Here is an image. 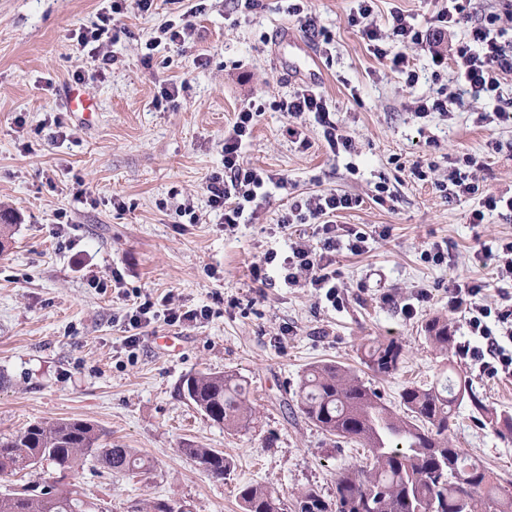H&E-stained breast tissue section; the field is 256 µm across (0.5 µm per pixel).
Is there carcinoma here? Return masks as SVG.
<instances>
[{
	"mask_svg": "<svg viewBox=\"0 0 512 512\" xmlns=\"http://www.w3.org/2000/svg\"><path fill=\"white\" fill-rule=\"evenodd\" d=\"M432 348L448 353L456 342L448 320L435 316L424 326ZM403 347L394 342L372 347L367 367L379 374L398 370ZM184 397L227 430L250 423L245 381L233 373L208 372L185 377ZM299 409L321 431L368 449L366 462L336 478L335 500L315 488L299 493L297 512H512V491L480 463L463 456L448 438L455 409L463 402L502 435H512V415L489 408L460 374L440 386L412 385L400 393L402 412L387 406L360 376L338 363L310 366L298 387ZM199 469L222 479L231 462L215 448L189 444L180 449ZM60 470L86 462L99 472L126 473L147 467L132 449L114 446L96 425L78 418L34 422L15 435L0 437V477L36 469L43 461ZM243 512H282L280 499L258 484L240 488ZM0 512H107L75 489L45 484L0 493Z\"/></svg>",
	"mask_w": 512,
	"mask_h": 512,
	"instance_id": "cac0c4a2",
	"label": "carcinoma"
}]
</instances>
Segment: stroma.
Masks as SVG:
<instances>
[{
	"label": "stroma",
	"instance_id": "35a3bbf8",
	"mask_svg": "<svg viewBox=\"0 0 512 512\" xmlns=\"http://www.w3.org/2000/svg\"><path fill=\"white\" fill-rule=\"evenodd\" d=\"M289 0H154L149 12L112 16L119 39L106 72L70 34L109 14L107 0H0V434L35 421L79 418L95 423L109 442L134 449L149 472L98 473L91 465L60 472L44 462L34 472L0 480V492L57 482L104 504L108 512H148L159 498L183 512H241L240 486L260 484L294 512L298 493L318 488L333 499L336 477L366 450L324 434L298 408L297 385L311 365L336 362L354 370L399 407L411 384H432L448 368L466 375L485 403L512 414V377L481 374L458 353L440 354L425 340L428 319H447L456 335L468 315L448 307L454 282L483 281L481 301L493 304L494 263L477 253L512 240V213L469 221L474 198L440 192L450 158L480 157V185L512 191V124H477L478 113L512 111V81L499 96L466 98L448 115L422 118L417 98L456 82L453 69L434 70L429 54L415 50L420 73L414 88L367 48L349 17L358 0H310L330 44L313 43L321 90L351 152L332 154L320 126L302 123L304 149L287 134L288 116L274 103L298 86L287 62L301 53L273 48L281 27L301 33ZM193 13L191 48L146 42L164 21ZM202 65H195V58ZM82 72V84L73 75ZM180 84L178 97L161 89ZM81 86L97 103L91 118L67 111L65 94ZM255 104L261 114L244 157L288 178L292 195L336 190L359 196V207L340 212L338 224L371 237L368 251L337 253L338 304L313 289L283 283L261 288L251 268L282 251L289 230L277 222L289 198L273 195L254 223L224 233L204 191L222 169L224 132L235 112ZM61 116L63 130L51 121ZM435 163L426 180L413 177L414 162ZM88 190L77 200V184ZM386 187L384 204L374 197ZM193 206L198 223L180 217ZM65 212V243L53 236ZM448 240L450 264L424 262L432 242ZM111 277L123 289L89 286L86 271ZM161 302L174 295L186 307L206 305L208 320L182 327L156 321L126 343L124 323L134 294ZM413 305L412 316L402 309ZM399 342L404 361L383 376L365 364L369 349ZM229 372L247 384L252 422L224 430L180 392L197 372ZM452 443L504 480L512 481V436H500L462 404L448 433ZM194 444L223 451L232 467L217 480L181 452Z\"/></svg>",
	"mask_w": 512,
	"mask_h": 512
}]
</instances>
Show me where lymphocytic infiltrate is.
Here are the masks:
<instances>
[{"instance_id": "lymphocytic-infiltrate-1", "label": "lymphocytic infiltrate", "mask_w": 512, "mask_h": 512, "mask_svg": "<svg viewBox=\"0 0 512 512\" xmlns=\"http://www.w3.org/2000/svg\"><path fill=\"white\" fill-rule=\"evenodd\" d=\"M465 0H448L447 8L434 16L432 30H424L416 17L395 9L385 23H378L373 16L370 0H360L350 18L352 26L358 27L370 51L381 60H388L389 68L404 78L406 87H414L419 74L410 63L408 52L414 48H425L430 42V31L439 32L468 23ZM500 16L491 12L479 22L468 24L469 29L452 56L431 51L433 66L438 68L454 65L460 89L443 88L436 96L418 98L416 113L425 116L433 112L447 114L449 106L462 105V92L473 96L497 92L504 81L512 78V40L506 29L499 25ZM398 44V52L387 49L388 44ZM280 111L289 118L300 119L311 115L323 129V137L332 152L351 151L354 148L349 136L340 133L336 119L327 101L316 85H302L287 98L281 99ZM258 114L252 108L241 109L224 135V172L212 175L206 186L209 207L221 215L226 232H234L238 225L250 223L253 215L271 190L287 191V177L258 168L244 159L257 123ZM480 162L475 155L465 154L457 158L448 174L444 187L449 197H474L478 206L470 213V221L482 223L487 213L506 210L512 212V195L495 194L481 190L473 176ZM359 197L334 191L293 198L288 209L281 215V226L313 224L317 227L319 241L309 244L298 237L288 242L286 256L269 252L263 265L252 268L255 281L267 283L266 266L276 267L280 278L291 287L302 286L314 289L328 302H336L338 289L336 273L332 268L336 252L346 250L353 254L369 248L365 234L347 229L336 222L337 212L358 207ZM482 282H463L454 285L448 292V307L465 309L468 336L456 345L460 357L478 366L480 372L491 376H512V350L505 346L512 341V292L500 291L496 306L479 303L485 290ZM208 307L186 310L179 306L158 312L151 301L134 302L128 314V326L137 330L150 324L151 320L163 318L166 325L181 327L207 319Z\"/></svg>"}]
</instances>
